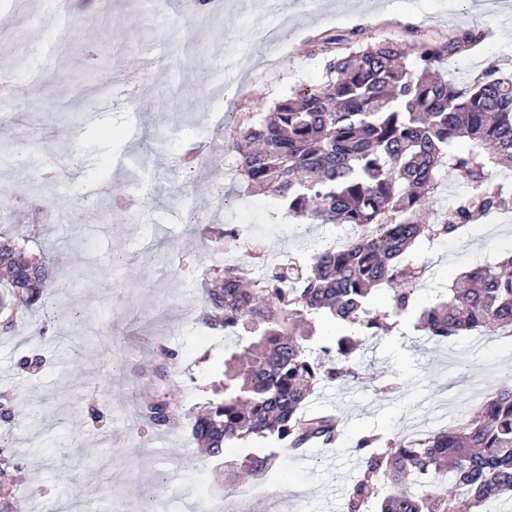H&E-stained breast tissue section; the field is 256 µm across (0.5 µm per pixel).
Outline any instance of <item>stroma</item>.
<instances>
[{"label": "stroma", "mask_w": 512, "mask_h": 512, "mask_svg": "<svg viewBox=\"0 0 512 512\" xmlns=\"http://www.w3.org/2000/svg\"><path fill=\"white\" fill-rule=\"evenodd\" d=\"M27 2L6 33L27 56L13 64L17 95L0 99V112L15 116L0 140L28 166L0 163V225L19 235L34 207L56 203L51 231L68 277L50 301L21 311L11 335H0V392L14 398L22 421L0 433V447L19 465L11 473L17 512H117L127 490L135 501L154 498L163 512H181L182 490L208 494L223 476L188 426L155 428L133 406L151 393L155 343L179 354L181 385L169 395L185 412L223 398L224 361L249 344L245 336H205L194 321L221 262L209 237L252 225L231 260L255 278L267 262L306 254L349 229L276 218V201L242 184L232 151L181 171L174 153L200 142L206 121L235 111L226 85L239 87L258 115L319 83L324 62L310 54L313 39L355 26L368 42L405 40L404 20L434 36L480 28L490 55L458 58L451 77L468 81L492 57L510 75L512 0H221L211 16L191 13L182 0H108L92 14L59 9L54 28L41 23L46 0ZM130 47L155 51L153 82L109 98L92 93L85 74L93 57L117 64ZM72 151L81 157L79 175L111 178L113 193L137 196L127 222L113 223L108 206L88 220L71 194L74 178L43 179V166L67 164ZM506 252L512 223L473 224L460 238L421 246L429 269L416 294L429 300L435 285ZM47 322L51 333L33 336ZM352 364L359 379L318 387L306 404L342 416L340 443L298 458L281 454L273 494L260 479H244L236 498L245 512H341L360 474L361 433L383 426L399 441L466 421L490 388L512 378V339L386 334ZM386 384L396 393H382Z\"/></svg>", "instance_id": "1"}]
</instances>
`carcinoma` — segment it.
Here are the masks:
<instances>
[{
	"instance_id": "cac0c4a2",
	"label": "carcinoma",
	"mask_w": 512,
	"mask_h": 512,
	"mask_svg": "<svg viewBox=\"0 0 512 512\" xmlns=\"http://www.w3.org/2000/svg\"><path fill=\"white\" fill-rule=\"evenodd\" d=\"M405 32L413 42L409 67L397 40L363 43L353 30L316 40L313 55L341 48L325 61L324 81L278 101L269 117H247L230 142L247 185L275 196L288 216L347 225L358 235L303 263L271 266L259 279L226 263L206 289L197 321L252 337L244 369L230 362L224 371V401L191 418L193 437L224 461L226 495L244 475L264 479L272 470L274 450L242 444L260 439L295 454L339 440V415L301 407L317 385L355 377L348 363L362 337L390 331L389 320H410L429 337L512 332V253L459 272L451 285L434 289L428 305L415 299L426 266L406 259L421 241L457 239L488 212L512 211V182L492 178L495 166L512 162V77L492 65L461 84L436 72L477 45V29L445 39ZM445 170L464 193L450 214L429 222L427 205ZM55 283L52 263L0 245V333H12L19 308ZM383 285L392 295L380 308ZM323 319L350 330L318 338L315 327L301 328ZM154 356L174 384L177 354L158 343ZM135 415L160 429L183 418L165 398L137 405ZM355 451L362 475L348 486L342 512H366L376 482L397 488L376 512H481L512 492V381L491 389L460 426L400 442L374 429ZM12 466L0 450V512H14ZM434 475L455 491H426Z\"/></svg>"
}]
</instances>
